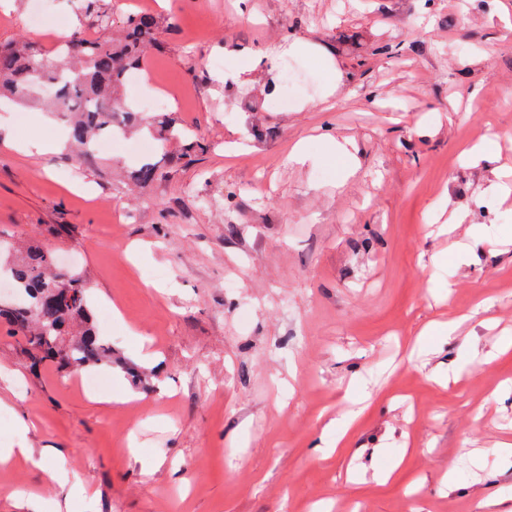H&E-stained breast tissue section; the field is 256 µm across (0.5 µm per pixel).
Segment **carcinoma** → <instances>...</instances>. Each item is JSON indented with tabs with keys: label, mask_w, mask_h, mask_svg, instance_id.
Instances as JSON below:
<instances>
[{
	"label": "carcinoma",
	"mask_w": 512,
	"mask_h": 512,
	"mask_svg": "<svg viewBox=\"0 0 512 512\" xmlns=\"http://www.w3.org/2000/svg\"><path fill=\"white\" fill-rule=\"evenodd\" d=\"M85 16L98 28L110 24L108 14L85 0ZM162 31L150 13L127 17L123 39L101 42L85 35L84 26L71 30L69 37L54 48L47 59L31 44L0 46V97L17 102L31 100L41 85H55V111L71 115L68 126L72 144L80 156L92 158L96 137L115 128L142 123L132 105L115 96L127 72L136 67L148 50L160 44ZM171 138L185 136V127L168 115L149 123ZM160 162L143 161L130 170L140 184L157 179ZM5 273L15 284L21 299L0 302V321L25 344L38 363H57L74 371L112 363V346L101 336L88 304V286L75 272L54 268L49 252L27 250L8 255Z\"/></svg>",
	"instance_id": "1"
}]
</instances>
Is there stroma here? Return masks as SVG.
<instances>
[{
  "instance_id": "obj_1",
  "label": "stroma",
  "mask_w": 512,
  "mask_h": 512,
  "mask_svg": "<svg viewBox=\"0 0 512 512\" xmlns=\"http://www.w3.org/2000/svg\"><path fill=\"white\" fill-rule=\"evenodd\" d=\"M0 42L53 55L83 14ZM124 82L192 151L137 186L123 135L79 162L43 106L0 120V237L84 274L120 362L31 367L0 324V512H500L512 469V0H170ZM298 89L281 98L283 70ZM40 123L52 149L21 152ZM333 137L348 151L332 158ZM302 146L304 160L292 159ZM460 327L445 341L442 324ZM354 390L372 404L325 460L311 443ZM27 429H20V422ZM391 479H384L385 470Z\"/></svg>"
}]
</instances>
